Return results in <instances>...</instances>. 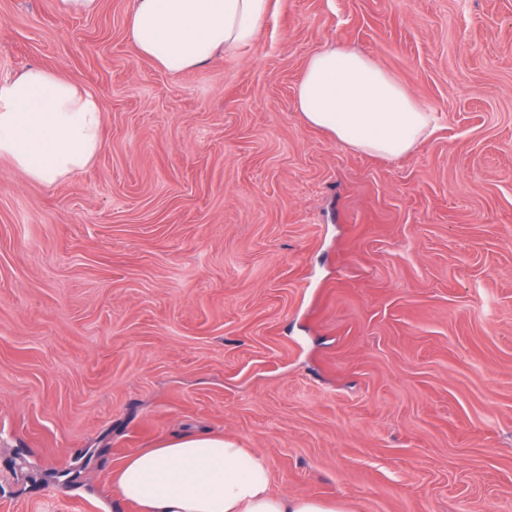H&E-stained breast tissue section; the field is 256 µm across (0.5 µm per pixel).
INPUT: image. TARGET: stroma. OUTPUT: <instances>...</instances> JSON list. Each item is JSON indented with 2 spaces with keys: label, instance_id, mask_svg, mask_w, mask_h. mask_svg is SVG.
Returning a JSON list of instances; mask_svg holds the SVG:
<instances>
[{
  "label": "stroma",
  "instance_id": "1",
  "mask_svg": "<svg viewBox=\"0 0 512 512\" xmlns=\"http://www.w3.org/2000/svg\"><path fill=\"white\" fill-rule=\"evenodd\" d=\"M131 6L0 0V77L105 107L77 177L0 158V512H136L113 470L204 430L346 512H512V0H273L254 46L179 74ZM333 45L434 133L385 158L309 125ZM57 9L65 15L91 16L101 8V0H56Z\"/></svg>",
  "mask_w": 512,
  "mask_h": 512
}]
</instances>
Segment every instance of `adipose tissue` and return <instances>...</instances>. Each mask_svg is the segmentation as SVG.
Masks as SVG:
<instances>
[{
  "label": "adipose tissue",
  "mask_w": 512,
  "mask_h": 512,
  "mask_svg": "<svg viewBox=\"0 0 512 512\" xmlns=\"http://www.w3.org/2000/svg\"><path fill=\"white\" fill-rule=\"evenodd\" d=\"M270 0H134L127 33L140 57L172 73L256 43ZM296 106L346 146L409 154L434 115L364 54L328 47L310 56ZM100 98L33 66L0 79V158L51 186L83 173L104 146ZM262 454L218 433L175 435L130 455L112 485L137 512H342L335 503L272 490Z\"/></svg>",
  "instance_id": "adipose-tissue-1"
}]
</instances>
